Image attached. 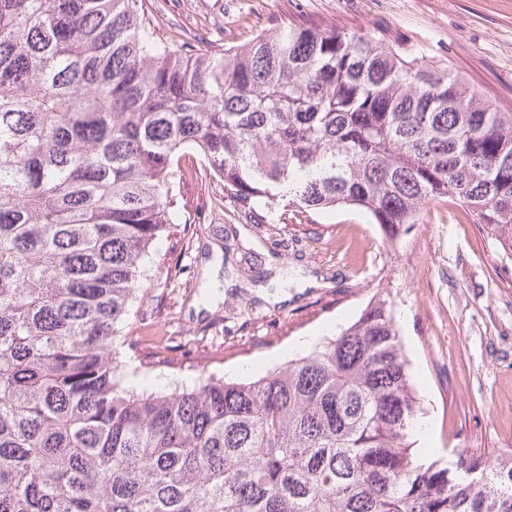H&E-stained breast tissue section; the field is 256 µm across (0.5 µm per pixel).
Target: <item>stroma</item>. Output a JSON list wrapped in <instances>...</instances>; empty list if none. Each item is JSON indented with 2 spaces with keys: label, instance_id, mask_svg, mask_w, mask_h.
I'll list each match as a JSON object with an SVG mask.
<instances>
[{
  "label": "stroma",
  "instance_id": "stroma-1",
  "mask_svg": "<svg viewBox=\"0 0 512 512\" xmlns=\"http://www.w3.org/2000/svg\"><path fill=\"white\" fill-rule=\"evenodd\" d=\"M160 37L198 52L243 45L293 21L384 31L447 63L512 112V0H145ZM181 217L164 241L117 350L193 383L270 368L336 335L390 294L428 447L512 454V262L468 211L428 204L388 241L362 210L250 213L189 154Z\"/></svg>",
  "mask_w": 512,
  "mask_h": 512
}]
</instances>
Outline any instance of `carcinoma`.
<instances>
[{
	"label": "carcinoma",
	"mask_w": 512,
	"mask_h": 512,
	"mask_svg": "<svg viewBox=\"0 0 512 512\" xmlns=\"http://www.w3.org/2000/svg\"><path fill=\"white\" fill-rule=\"evenodd\" d=\"M141 0H0V512H512V458L419 459L392 303L244 379L112 353L186 154L249 208L389 240L464 205L512 260V112L387 33L290 23L221 54Z\"/></svg>",
	"instance_id": "carcinoma-1"
}]
</instances>
